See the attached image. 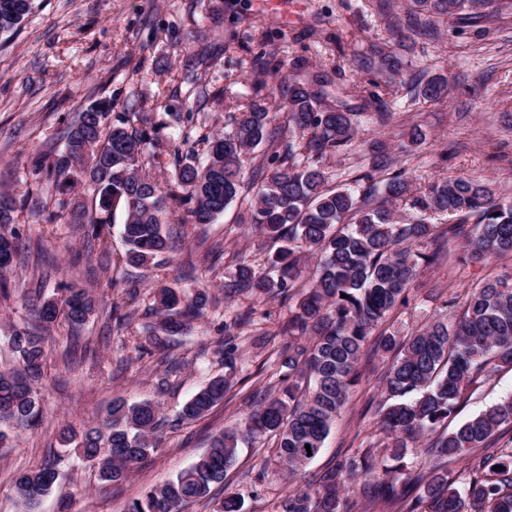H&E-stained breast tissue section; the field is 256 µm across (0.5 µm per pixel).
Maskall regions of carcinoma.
<instances>
[{"mask_svg":"<svg viewBox=\"0 0 512 512\" xmlns=\"http://www.w3.org/2000/svg\"><path fill=\"white\" fill-rule=\"evenodd\" d=\"M495 2L410 0L408 27L430 37L434 31L422 14L472 23L483 17L481 7ZM32 5L33 0H0V33L11 31ZM414 92L427 102L441 100L448 80L420 77ZM319 97L320 91L304 84L288 86L277 100L263 97L237 117L231 131L204 139L206 160L197 165L189 139H184L185 156L173 158L170 141L156 127L137 126L124 112H102L95 100L67 126L62 148L46 150L34 169L39 181L53 183L62 197L30 192L19 203L0 192V296L6 298L7 274L21 253L18 209L47 212L51 221L78 227L91 250L103 245L120 210L126 262L147 267L172 248L163 232L165 218L183 207L187 223H213L241 192L242 155L263 144L272 150L274 168L255 169L250 176L257 196L250 224L278 247L266 267L243 257L224 279V297L247 303L224 323V339L217 345L224 354V375L194 394L177 419H200L232 400L240 382L241 329L259 324L257 306L270 300L292 303L280 327L288 337L278 353L285 371L244 426L224 429L189 468L133 500L127 512H182L187 503L211 501L213 486L224 482L243 438L269 434L288 472L304 468L323 448L337 414L361 382L367 341L390 312L407 304L410 286L422 269L441 261L449 240L465 236L459 255L465 263L512 255V202L495 199L480 180L458 176L419 192L399 170L379 180L363 174L353 185L327 187L321 161L352 139L357 113L320 110ZM289 134L302 140L304 161H295L291 149L278 151ZM167 167L172 184L164 191L151 169ZM437 216L447 218L448 225L434 223ZM308 256L318 261L303 282ZM208 303L203 288L191 296L166 285L154 292L136 348L160 353L164 377L181 369V362L167 356L171 344L189 333ZM94 312L89 291L70 288L35 308L33 324L13 328L8 345L16 366L0 371V442L10 428L35 429L43 421L38 386L55 325L63 322L74 333ZM377 349L395 355L376 405L385 438L337 457L315 487L287 493L273 512H512V448L498 445V432L512 428V397L448 430V419L469 389L490 375L491 365L512 366V274L473 288L451 321L436 318L402 339L380 332ZM159 414L152 401L116 400L100 425L80 434L63 427L60 438L93 469L97 481L114 483L155 450L166 425ZM437 430L440 434L423 448L408 451V442ZM471 450L468 467L448 469L452 459ZM57 477L54 461L18 473L13 486L22 512H36ZM216 512H246L244 500L226 492Z\"/></svg>","mask_w":512,"mask_h":512,"instance_id":"carcinoma-1","label":"carcinoma"}]
</instances>
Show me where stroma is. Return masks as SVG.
Here are the masks:
<instances>
[{
  "label": "stroma",
  "mask_w": 512,
  "mask_h": 512,
  "mask_svg": "<svg viewBox=\"0 0 512 512\" xmlns=\"http://www.w3.org/2000/svg\"><path fill=\"white\" fill-rule=\"evenodd\" d=\"M406 8L407 0H35L14 30L0 34V191L20 199L38 187L36 157L47 147H61L63 128L92 100L113 99L116 111L138 113L178 144L186 136L195 141L230 131L233 118L257 100L258 87L274 92L283 79L318 84L325 105L360 115L352 141L322 160L330 185L367 172L381 149L414 186L466 176L488 184L495 198L512 201V8L477 24L435 18L434 36L415 37L397 49V72L371 69L372 48L395 46L392 28L404 23ZM193 55L202 63L191 75L185 64ZM436 74L448 78L443 101L415 98L410 78ZM381 112L389 113L387 123H379ZM416 126L426 138L413 144L408 134ZM39 187L55 192L48 182ZM255 201L252 193L238 197L204 226L168 221L164 231L174 248L157 266L140 269L133 293L122 288L123 215H116L105 238L106 253L89 256L80 231L28 209L19 212L24 239L40 241L42 250L16 267L13 294L0 299V368L13 365L10 328L32 318L30 288L40 287L48 299L77 285L95 296L96 311L77 335L64 325L53 331L49 378L39 388L44 420L35 430L9 435L0 447V512H21L14 474L40 467L52 454L60 459V478L38 512H126L134 499L188 468L213 436L243 424L250 412L245 397L265 393L274 381L283 336L260 341L244 329V382L233 400L195 421L178 425L174 419L194 392L224 372L215 344L224 321L239 309L222 300L225 276L238 255L261 265L274 250L246 222ZM510 269L512 258L472 265L449 257L423 273L422 287L410 291L407 305L390 314L385 327L399 337L410 335L445 315L448 300L463 303L476 284ZM160 282L187 294L204 288L220 299L175 347L184 366L169 379L157 355L138 352L132 341ZM115 304L130 316L128 329L112 330ZM76 342L88 344L92 353L70 369L61 353ZM391 361V355L365 352L360 385L321 452L297 475L288 476L277 463L270 439L247 440L216 495L237 492L248 512H272L277 496L307 489L336 455L382 438L372 403L380 398L378 378ZM510 395L512 366L494 368L488 381L473 387L459 415L468 417ZM118 399L159 402L168 425L135 473L103 484L65 451L59 431L100 424Z\"/></svg>",
  "instance_id": "35a3bbf8"
}]
</instances>
